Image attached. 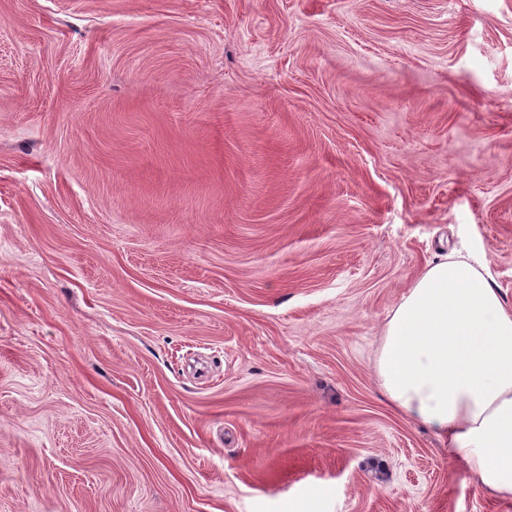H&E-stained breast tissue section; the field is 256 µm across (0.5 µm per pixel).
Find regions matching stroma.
Listing matches in <instances>:
<instances>
[{
    "label": "stroma",
    "mask_w": 512,
    "mask_h": 512,
    "mask_svg": "<svg viewBox=\"0 0 512 512\" xmlns=\"http://www.w3.org/2000/svg\"><path fill=\"white\" fill-rule=\"evenodd\" d=\"M443 250L512 305V0H0V512H512L376 381Z\"/></svg>",
    "instance_id": "1"
}]
</instances>
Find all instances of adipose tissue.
Here are the masks:
<instances>
[{
    "mask_svg": "<svg viewBox=\"0 0 512 512\" xmlns=\"http://www.w3.org/2000/svg\"><path fill=\"white\" fill-rule=\"evenodd\" d=\"M375 375L389 406L431 429L476 488L512 502V306L484 266L429 263L385 326Z\"/></svg>",
    "mask_w": 512,
    "mask_h": 512,
    "instance_id": "obj_1",
    "label": "adipose tissue"
}]
</instances>
